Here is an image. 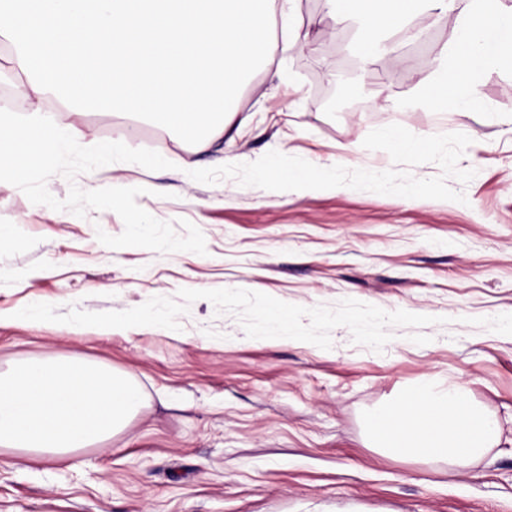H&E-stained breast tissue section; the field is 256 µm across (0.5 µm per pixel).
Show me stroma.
<instances>
[{
  "mask_svg": "<svg viewBox=\"0 0 512 512\" xmlns=\"http://www.w3.org/2000/svg\"><path fill=\"white\" fill-rule=\"evenodd\" d=\"M428 16L426 39L365 60L357 26L325 0H298L305 48L272 26L273 57L243 85L223 134L189 145L125 114L67 110L55 95H20L23 75L0 46V108L49 113L96 144L125 136L159 152L170 170L117 162L75 181L52 176L66 198L85 190L144 187L138 204L162 221L185 219L207 252L111 249L97 230L120 234L109 210L79 218L32 204L0 182V371L26 359L72 355L125 373L143 405L111 440L53 459L26 456L0 468V512H512V71H480L482 111L462 118L424 110L456 13ZM398 123L427 136L461 132L459 162L475 170L466 203L358 191L273 192L189 170L259 159L271 150L327 168L391 169L362 145ZM352 154H344V147ZM242 288L313 307L352 298L387 311L434 317L393 328L384 352L332 330L324 350L287 338L251 339L236 317L201 299L180 330L30 323L14 314L41 301L89 312L122 311L180 289ZM466 388L495 417L501 443L461 469L373 447L366 417L422 380Z\"/></svg>",
  "mask_w": 512,
  "mask_h": 512,
  "instance_id": "obj_1",
  "label": "stroma"
}]
</instances>
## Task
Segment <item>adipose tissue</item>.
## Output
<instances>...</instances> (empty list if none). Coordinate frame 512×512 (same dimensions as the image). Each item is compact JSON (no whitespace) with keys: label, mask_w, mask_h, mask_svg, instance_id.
<instances>
[{"label":"adipose tissue","mask_w":512,"mask_h":512,"mask_svg":"<svg viewBox=\"0 0 512 512\" xmlns=\"http://www.w3.org/2000/svg\"><path fill=\"white\" fill-rule=\"evenodd\" d=\"M477 9L455 19V38L446 46L433 89L422 101L462 117L480 111L475 73L493 64L512 69V9L497 8L496 0H476ZM329 11L360 19V51L376 58L382 51L377 38L396 31L410 38L409 22L423 11L447 13L448 0H326ZM367 426L378 447L403 455L445 458L464 468L500 441L498 422L482 411L463 388L438 389L422 382L396 405L372 414Z\"/></svg>","instance_id":"ef3b65f1"}]
</instances>
